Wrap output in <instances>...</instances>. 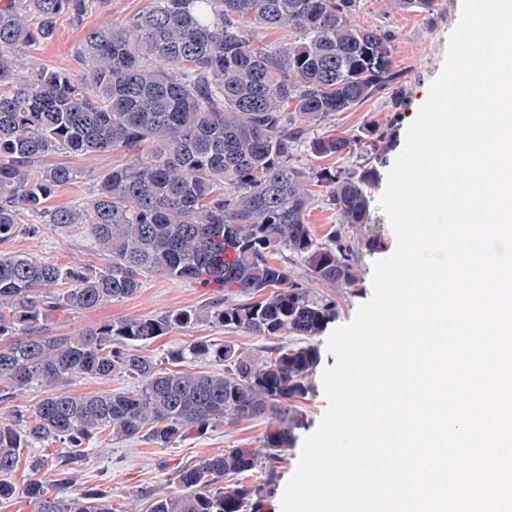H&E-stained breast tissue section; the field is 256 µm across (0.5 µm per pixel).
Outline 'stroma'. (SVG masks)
<instances>
[{"mask_svg": "<svg viewBox=\"0 0 512 512\" xmlns=\"http://www.w3.org/2000/svg\"><path fill=\"white\" fill-rule=\"evenodd\" d=\"M149 0H110L108 6H99L88 0L83 26L60 22L54 39L36 54L38 63L53 69L79 73L75 61L77 48L86 30L120 22L142 11ZM462 0H436L433 12L421 13L402 9L398 0H356L350 15L356 26L377 28L395 37V61L406 71L409 82L400 100L386 98L370 100L365 105L329 117L317 126V133H358L373 120H393L396 138L386 156L394 158L405 140L409 118L418 111L427 98L429 86L440 74L446 54L448 38L461 17ZM123 154L105 152L94 156L68 158L67 163L77 170V181L54 194L49 206H66L85 213L88 199L97 181L113 166L124 163ZM389 167L378 168L376 183L370 193V222L350 231L351 239L360 253L358 282L352 288L334 287L319 281L310 282L309 288L318 296L336 300L339 313L336 324L349 322L358 307L372 296V270L377 260L389 256L395 249V236L390 223L379 207ZM0 253H27L68 266L95 269L103 261L95 242L84 225L76 224L66 230H48L37 236L20 235L0 244ZM224 291L218 287L202 288L173 281L149 273L143 276L142 286L135 295L80 313H54L49 321L53 334L70 335L89 326L118 319L149 318L164 313L195 309L223 299ZM198 341L211 343L231 342L244 353L261 357L264 339L245 333H230L223 328L201 322L188 328H177L142 348L148 356L167 369L189 372H216L218 363L209 359L187 358L172 362L174 351ZM321 349L320 370L312 376L313 394L303 402L304 424L296 430L295 440L285 449L278 463V483L286 485L292 475L303 440L313 433L326 409L321 370L336 363L334 355L325 349V337H317ZM267 424L262 420L225 421L208 435L190 439L169 448H158L143 439L118 441L107 433H100L89 444L84 464L75 471L72 483L66 485L65 495L77 496L96 488L104 491L112 502L114 512H149L155 497L174 488L173 479L178 470L196 459L223 452L228 448L261 449Z\"/></svg>", "mask_w": 512, "mask_h": 512, "instance_id": "35a3bbf8", "label": "stroma"}]
</instances>
